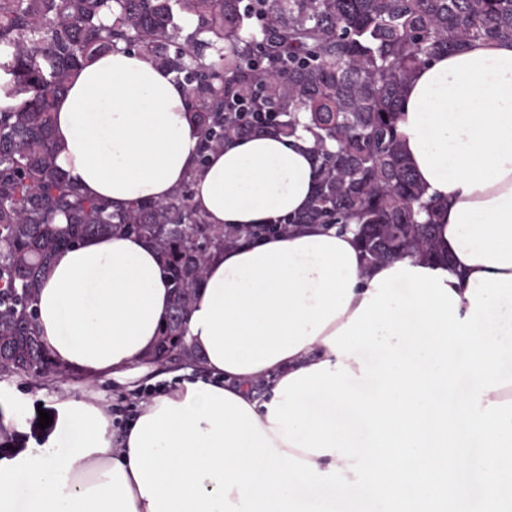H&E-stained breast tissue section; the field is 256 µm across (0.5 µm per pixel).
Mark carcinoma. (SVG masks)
Returning <instances> with one entry per match:
<instances>
[{
	"mask_svg": "<svg viewBox=\"0 0 512 512\" xmlns=\"http://www.w3.org/2000/svg\"><path fill=\"white\" fill-rule=\"evenodd\" d=\"M492 39H512V0H0V71L23 96L0 111V380L84 379L36 330L35 288L60 248L104 233L156 247L172 297L150 356L163 367L196 359L183 324L209 259L260 236L208 224L189 180L119 211L77 192L56 163L52 111L96 56L143 49L173 75L200 129V166L234 139L308 131L313 200L272 232L353 225L369 265L410 256L450 271L436 247L442 203L403 153L398 106L419 66Z\"/></svg>",
	"mask_w": 512,
	"mask_h": 512,
	"instance_id": "1",
	"label": "carcinoma"
}]
</instances>
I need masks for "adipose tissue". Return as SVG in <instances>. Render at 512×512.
Instances as JSON below:
<instances>
[{
  "label": "adipose tissue",
  "mask_w": 512,
  "mask_h": 512,
  "mask_svg": "<svg viewBox=\"0 0 512 512\" xmlns=\"http://www.w3.org/2000/svg\"><path fill=\"white\" fill-rule=\"evenodd\" d=\"M405 155L445 200L453 270L371 266L311 224L215 254L186 317L196 363L116 423L95 385L138 390L170 297L146 240L88 237L37 286L52 359L84 375L41 444L0 457V512H507L512 485V41L420 67L399 109ZM57 164L123 209L192 180L216 227L277 224L316 185L301 133L249 135L197 166L181 86L146 53L86 64L55 103ZM468 393L457 395L461 378Z\"/></svg>",
  "instance_id": "adipose-tissue-1"
}]
</instances>
